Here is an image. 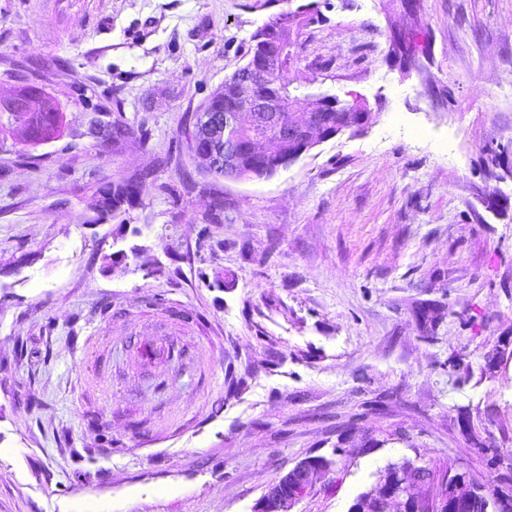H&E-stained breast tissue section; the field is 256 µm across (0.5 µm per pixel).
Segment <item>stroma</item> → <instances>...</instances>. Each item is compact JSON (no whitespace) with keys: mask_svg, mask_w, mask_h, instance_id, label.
I'll use <instances>...</instances> for the list:
<instances>
[{"mask_svg":"<svg viewBox=\"0 0 512 512\" xmlns=\"http://www.w3.org/2000/svg\"><path fill=\"white\" fill-rule=\"evenodd\" d=\"M319 2L299 95L372 119L230 182L161 159L275 0H0V94L66 124L0 141V512H255L309 456L291 512H348L402 459L512 452V0ZM79 84L149 143L90 137ZM150 176V173H144L138 178L121 180L104 185L100 189V198L95 208V215L87 216L84 223L96 224L102 221L105 217L112 215V217L125 212V206L132 205V199L136 192L139 193V181H145Z\"/></svg>","mask_w":512,"mask_h":512,"instance_id":"stroma-1","label":"stroma"}]
</instances>
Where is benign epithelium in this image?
I'll list each match as a JSON object with an SVG mask.
<instances>
[{
  "label": "benign epithelium",
  "instance_id": "1",
  "mask_svg": "<svg viewBox=\"0 0 512 512\" xmlns=\"http://www.w3.org/2000/svg\"><path fill=\"white\" fill-rule=\"evenodd\" d=\"M410 36H400L390 42L388 58L406 61L410 58ZM281 58L273 54L262 55L250 60L238 68L229 78L233 94L224 104V111L202 109L198 112L191 134L193 142L201 145L195 152L197 164L210 172L224 167V179L241 181L261 179L257 165L265 162L275 171L286 168L316 145L333 139L347 128H361L371 120L366 103L355 107L341 106L335 95L320 94L313 107L301 122H287L283 112V85L281 83ZM345 115L335 121L327 118L329 113ZM248 115V122H242V115ZM253 129L275 125L280 129V151L269 149L265 141L255 136L250 143L248 153L241 152L237 145L236 132L242 125ZM327 469L318 459L301 461L292 470L290 478L276 486L273 497L259 504L258 512H290V509L303 498L313 486V478ZM465 468L457 465L449 473L451 479L447 486L448 507L455 512H471L477 508L481 512H503L507 509V500H496L476 488L461 474ZM400 474L389 471L388 476L373 487L370 505L382 512H391V506L397 504L401 512H419L418 503L426 500L440 502L444 495L422 479L413 487L401 489Z\"/></svg>",
  "mask_w": 512,
  "mask_h": 512
}]
</instances>
